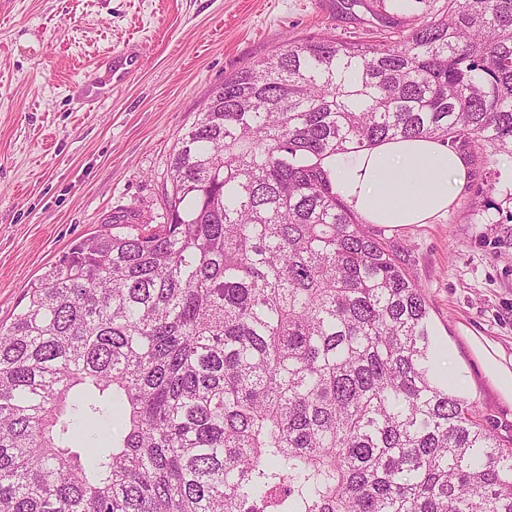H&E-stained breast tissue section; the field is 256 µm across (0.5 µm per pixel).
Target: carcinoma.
<instances>
[{"label": "carcinoma", "instance_id": "carcinoma-1", "mask_svg": "<svg viewBox=\"0 0 512 512\" xmlns=\"http://www.w3.org/2000/svg\"><path fill=\"white\" fill-rule=\"evenodd\" d=\"M178 140L164 222L70 244L0 325V512H512L423 289L322 160L512 157V0L291 42Z\"/></svg>", "mask_w": 512, "mask_h": 512}]
</instances>
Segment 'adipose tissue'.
<instances>
[{
    "label": "adipose tissue",
    "mask_w": 512,
    "mask_h": 512,
    "mask_svg": "<svg viewBox=\"0 0 512 512\" xmlns=\"http://www.w3.org/2000/svg\"><path fill=\"white\" fill-rule=\"evenodd\" d=\"M334 190L364 222L427 224L447 216L465 187V156L434 139H399L323 162Z\"/></svg>",
    "instance_id": "ef3b65f1"
}]
</instances>
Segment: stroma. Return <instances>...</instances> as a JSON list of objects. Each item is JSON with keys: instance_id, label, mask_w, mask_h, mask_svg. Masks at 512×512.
Masks as SVG:
<instances>
[{"instance_id": "1", "label": "stroma", "mask_w": 512, "mask_h": 512, "mask_svg": "<svg viewBox=\"0 0 512 512\" xmlns=\"http://www.w3.org/2000/svg\"><path fill=\"white\" fill-rule=\"evenodd\" d=\"M445 0H0V322L76 239L136 214L159 224L174 146L209 90L247 62L312 36L375 40ZM119 86L83 75L121 54ZM469 180L431 224L371 225L430 305L437 359L495 435L512 436L471 338L512 356V222L482 210L477 186L512 188V158L463 149Z\"/></svg>"}]
</instances>
